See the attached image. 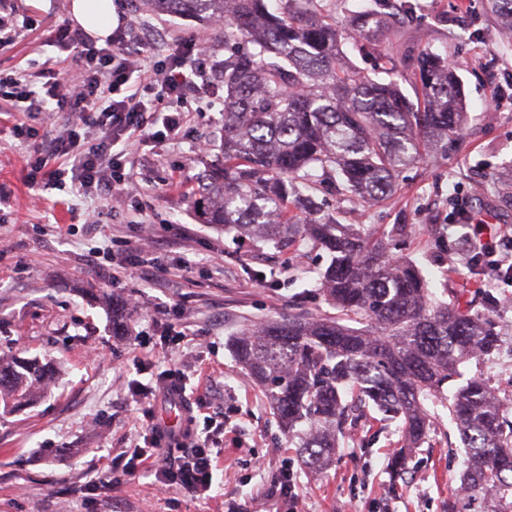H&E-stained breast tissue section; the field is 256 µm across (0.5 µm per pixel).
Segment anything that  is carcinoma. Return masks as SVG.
<instances>
[{
	"mask_svg": "<svg viewBox=\"0 0 512 512\" xmlns=\"http://www.w3.org/2000/svg\"><path fill=\"white\" fill-rule=\"evenodd\" d=\"M144 12L224 22V127L220 155L207 164L190 204L214 224L286 252L312 239L331 261L319 290L336 315L290 314L241 329L231 341L307 471L328 466L339 438L354 437L372 410L398 424L404 443L391 461L401 472L425 442L432 409L456 424L468 455L459 493L486 499V512H512V421L506 400L486 380L460 384L459 366L497 350L486 310L438 300L416 265L396 260L376 233L332 219L307 222L290 208L314 205V185L329 181L351 198L382 202L403 169L448 155L465 127L455 72L420 52L421 98L398 81L373 80L345 59L336 18L316 0H135ZM387 0L351 15L347 34L370 39L392 21ZM512 30V0H491ZM127 327L112 300V335ZM51 365L0 355L3 410L32 403Z\"/></svg>",
	"mask_w": 512,
	"mask_h": 512,
	"instance_id": "1",
	"label": "carcinoma"
}]
</instances>
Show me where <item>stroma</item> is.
<instances>
[{"instance_id": "35a3bbf8", "label": "stroma", "mask_w": 512, "mask_h": 512, "mask_svg": "<svg viewBox=\"0 0 512 512\" xmlns=\"http://www.w3.org/2000/svg\"><path fill=\"white\" fill-rule=\"evenodd\" d=\"M48 2L43 10L36 0H0V12L37 22L0 48V70L41 67L47 27L71 19V0ZM487 2L470 0L465 8L459 0H394L388 34L372 45L344 42L347 60L370 78H379L382 66H396L411 98L418 83L409 55L441 54L460 83L468 125L447 156L404 170L396 193L382 203L349 200L326 183L314 193L318 214L378 231L393 257L414 263L426 278L447 276L452 300L482 298L448 244L458 233L452 223L458 201L512 225V208L496 204L499 176L512 170V112L488 105L492 90L512 93V33L488 14ZM112 4L116 14L170 39L203 30L187 18L139 13L132 0ZM223 122L222 101L200 104L176 140L130 156L127 192L140 205L136 211L117 199L102 208L71 183L61 191L30 186L25 147L0 124V185L12 196L10 207L0 210V354L54 364L52 382L34 404L0 411V512H268L264 492L286 457L294 461L301 512H448L465 454L448 417L434 424L412 470L401 476L390 469L401 433L374 420L358 428L355 440L341 442L323 472L307 473L294 449L275 453L286 440L228 341L243 327L284 313L330 312L314 290L327 257L306 241L301 259L289 261L194 216L187 192L213 158L197 152L196 142L210 139ZM96 209L101 221L89 224ZM156 237L169 241L154 254L161 280L150 284L120 273L129 258L125 242ZM108 239L112 265L104 269L91 262L89 250ZM105 291L122 299L138 295V307L128 310L127 335H113L112 312L100 300ZM494 322L498 351L464 362L461 371L505 395L512 393V306L499 305ZM171 325L182 338L168 334ZM175 368L201 377L196 397L236 426L213 451L209 497L176 488L159 493L149 472L109 490L90 489V480L132 452L144 430L147 420L133 391ZM228 471L236 481H225Z\"/></svg>"}]
</instances>
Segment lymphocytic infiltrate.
I'll list each match as a JSON object with an SVG mask.
<instances>
[{
	"label": "lymphocytic infiltrate",
	"instance_id": "f902f5d3",
	"mask_svg": "<svg viewBox=\"0 0 512 512\" xmlns=\"http://www.w3.org/2000/svg\"><path fill=\"white\" fill-rule=\"evenodd\" d=\"M204 41L201 34L183 39L161 61L155 57L154 37L137 31L134 23L118 25L111 44L104 47L61 24L45 41L57 53L47 57L41 69L0 71V102L7 103L8 115L16 119L15 137L30 136L26 116L67 115L64 128L40 153L25 155L29 184L61 189L72 182L100 200L120 196L130 178L123 164L129 148H153L178 135L191 102L218 97L219 67L206 57ZM47 154L64 158V166L46 169ZM455 220L466 225L457 239V251L466 263L483 265L489 282L512 284V225L489 223L464 205ZM139 394L138 405L147 414L159 403L179 404L183 424L173 431L148 423L142 445L122 470L101 472L93 488H111L120 477H135L146 467L161 489L208 495L212 450L208 433L199 429L203 406L191 400L185 374L171 373L143 386Z\"/></svg>",
	"mask_w": 512,
	"mask_h": 512
}]
</instances>
